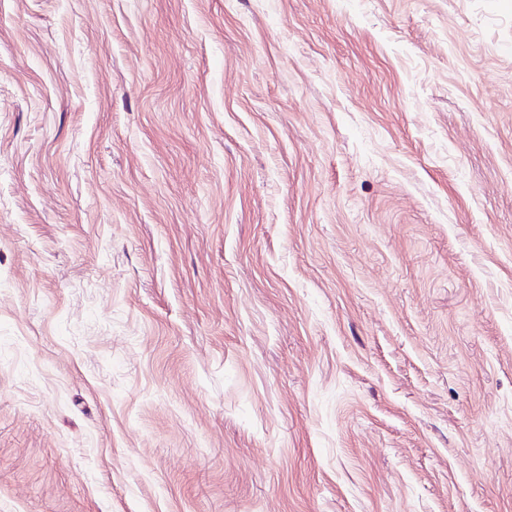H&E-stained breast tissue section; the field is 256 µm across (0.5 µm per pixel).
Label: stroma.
<instances>
[{
	"instance_id": "obj_1",
	"label": "stroma",
	"mask_w": 512,
	"mask_h": 512,
	"mask_svg": "<svg viewBox=\"0 0 512 512\" xmlns=\"http://www.w3.org/2000/svg\"><path fill=\"white\" fill-rule=\"evenodd\" d=\"M0 512H512V0H0Z\"/></svg>"
}]
</instances>
